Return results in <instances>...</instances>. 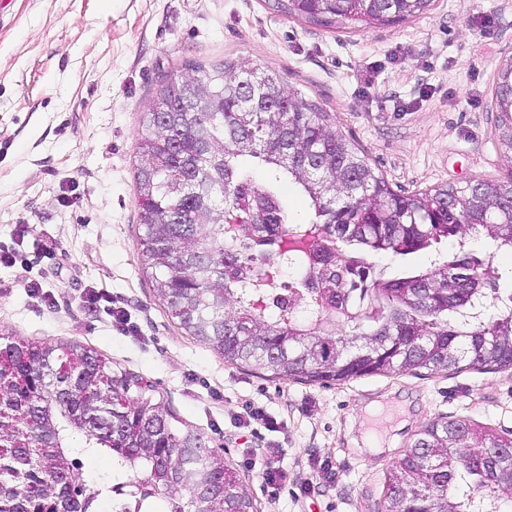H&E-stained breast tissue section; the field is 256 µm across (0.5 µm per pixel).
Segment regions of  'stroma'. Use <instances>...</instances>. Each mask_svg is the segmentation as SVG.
Instances as JSON below:
<instances>
[{
	"label": "stroma",
	"instance_id": "obj_1",
	"mask_svg": "<svg viewBox=\"0 0 512 512\" xmlns=\"http://www.w3.org/2000/svg\"><path fill=\"white\" fill-rule=\"evenodd\" d=\"M282 0H0V345L77 343L151 385L238 469L258 512H382L384 475L425 424L512 434V367L270 379L186 335L141 265L134 160L144 112L185 63L246 58L315 99L392 189L512 179L497 140L512 0H434L388 25L328 29ZM35 280L43 298L29 293ZM109 293L129 326L83 302ZM259 409L277 428L239 425ZM281 449L270 493L244 448ZM330 459L334 477L320 480Z\"/></svg>",
	"mask_w": 512,
	"mask_h": 512
}]
</instances>
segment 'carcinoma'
Segmentation results:
<instances>
[{"label":"carcinoma","instance_id":"carcinoma-1","mask_svg":"<svg viewBox=\"0 0 512 512\" xmlns=\"http://www.w3.org/2000/svg\"><path fill=\"white\" fill-rule=\"evenodd\" d=\"M432 0H289V11L327 28L390 24ZM181 85L199 112L177 102L148 110L135 162L141 262L156 294L188 335L224 361L287 380L341 384L369 375L512 366V291L491 255L468 248L481 232L512 250V182H477L402 195L333 127L314 100L289 92L282 77L248 60L185 67ZM512 95V62L496 97ZM512 152V111L497 118ZM304 195L309 217L295 221L283 181ZM252 217V223L237 219ZM449 237L459 251L396 277L370 258L430 252ZM295 271L286 296V270ZM76 366L52 345L16 341L0 368L43 382L41 397L17 388L0 410L21 416L0 443V498L11 512L45 501L55 512H99L102 492L115 512H185L184 498L254 512L236 469L199 431L173 428L174 414L141 395L140 379L114 372L74 346ZM463 420L423 426L389 469L385 512H502L512 502V465L478 457L511 448ZM84 453L112 460L110 483L78 478Z\"/></svg>","mask_w":512,"mask_h":512}]
</instances>
